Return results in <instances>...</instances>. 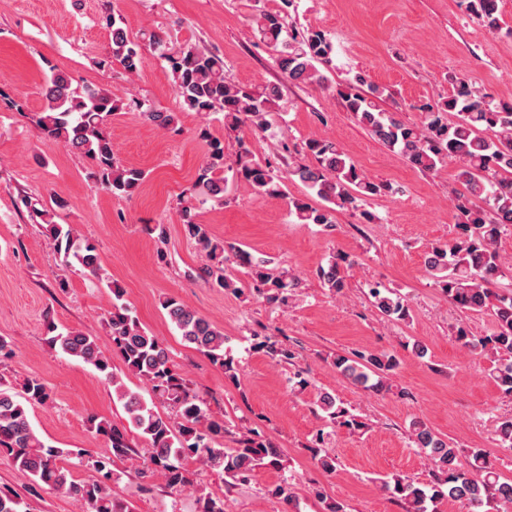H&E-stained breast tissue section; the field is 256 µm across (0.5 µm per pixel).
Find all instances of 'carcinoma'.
<instances>
[{"label": "carcinoma", "instance_id": "obj_1", "mask_svg": "<svg viewBox=\"0 0 512 512\" xmlns=\"http://www.w3.org/2000/svg\"><path fill=\"white\" fill-rule=\"evenodd\" d=\"M498 2L467 0L466 9L484 27L494 30L499 23ZM281 3L278 11L258 10L252 15L255 33L273 52L285 79L328 87L325 70L332 63L331 39L321 30L302 35L293 32L288 27L293 0ZM104 20L112 38L110 55L100 65L115 60L126 74H137L146 61L141 45L130 39L120 16L109 11ZM147 41L151 53L168 63L182 109L208 115L221 113L224 128L232 132L266 128V116L281 98L278 85L260 90L237 83L228 76L223 59L196 47L174 45L160 27L149 32ZM454 84V92L447 99L419 106L421 121L417 125L405 123L398 107L384 106L390 98L388 90L367 83L361 75L346 88L337 89V94L362 128L410 166L437 172L450 160L458 163L457 181L463 190L456 193L453 203L459 233L448 243L428 248L424 269L457 306L494 317L496 329L492 334L474 336L460 327L456 340L471 354L497 356L490 377L500 392L511 398L512 292L500 294L492 290V285L506 266L498 241L512 229V104L489 100L464 77L455 78ZM43 92L45 105L31 113L30 120L45 138L90 159L96 182L114 196H132L145 173L116 159L109 132L112 115L136 112L161 129L176 127L175 115L156 108L149 100L95 85L75 87L70 74L54 66L49 67ZM450 112L456 113V121H448ZM302 151L314 163H292L279 172L243 147L234 161L235 172L259 195L272 199L285 197L286 182L303 183L322 205L316 207L307 198L289 201V215L298 224H317L330 233L336 227L338 208L359 213L367 223L374 222L375 216L363 209V202L391 186L369 178L329 140L311 138ZM223 169L224 144L213 139L208 143L192 198L224 204V178L217 175ZM24 204L35 223L46 225L65 266L87 277H102L93 244L81 238L71 225L53 223L49 210L39 206V200L28 197ZM192 209L191 203L182 207L183 226L187 237L208 259L201 268V279L236 294L240 288L232 271L237 270L250 280L259 297L283 308L292 304L300 288L296 277L285 269L270 267L268 260L255 259L241 247L215 241L208 225L195 220ZM355 264L347 254H334L318 267L316 275L329 293L342 296ZM108 288L112 299L106 324L112 350L122 360L125 373L146 385V392L125 385L122 374L114 371L111 357L101 350L95 337L79 330L59 332L52 324L47 343L100 373L122 404L126 423L88 417L89 431L106 441V448L95 455L82 448L55 447L40 436L29 419V409L50 401L47 385L31 377L21 384V391L15 392L0 378V456L9 457L15 469L34 486L73 497L83 512H132L129 503L112 494V481L119 478L117 462L135 453V436L145 439L150 447L149 464L142 476L161 477L172 493L194 486L191 464L223 473L227 489L250 481L260 469L281 468V451L255 429L240 435L235 447H224L230 422L209 413L204 399L173 364L167 346L132 315L124 289L114 282ZM368 296L383 317L392 321L409 318L408 301L399 290L377 282L368 285ZM162 307L186 344L203 353L226 378L238 380L240 365L225 349L228 337L223 329L175 297L163 300ZM252 347L277 364L291 365L296 359V351L263 331L254 332ZM331 364L353 385L379 393L389 389L401 361L395 352L363 349L338 353ZM162 406L172 409V413L161 411ZM317 406L321 419L333 429L358 430L364 426L359 416L330 392L320 393ZM410 432L413 445L432 462L435 473L429 484L401 475L383 482L385 491L406 504V512H437V503L444 499L463 502L470 512H512V481L501 479L485 451L473 450L463 462L453 443L423 421H412ZM496 435L499 447L512 448V418L498 422ZM309 449L325 472L336 470V457L325 447L324 431L312 437ZM70 455L85 462L96 473L95 478L82 483L73 480L64 466L65 457ZM268 494L280 500L283 512H289L293 492L288 485L277 484L268 489ZM197 504L198 512H226L224 497L212 492L200 493ZM0 512H28V508L17 495L0 490Z\"/></svg>", "mask_w": 512, "mask_h": 512}]
</instances>
